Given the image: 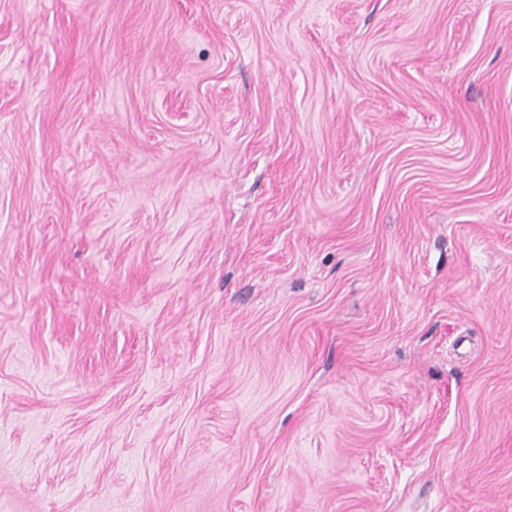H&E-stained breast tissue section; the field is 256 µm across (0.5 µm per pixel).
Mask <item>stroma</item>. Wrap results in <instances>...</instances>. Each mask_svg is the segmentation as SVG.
Returning a JSON list of instances; mask_svg holds the SVG:
<instances>
[{"instance_id":"35a3bbf8","label":"stroma","mask_w":512,"mask_h":512,"mask_svg":"<svg viewBox=\"0 0 512 512\" xmlns=\"http://www.w3.org/2000/svg\"><path fill=\"white\" fill-rule=\"evenodd\" d=\"M0 512H512V0H0Z\"/></svg>"}]
</instances>
